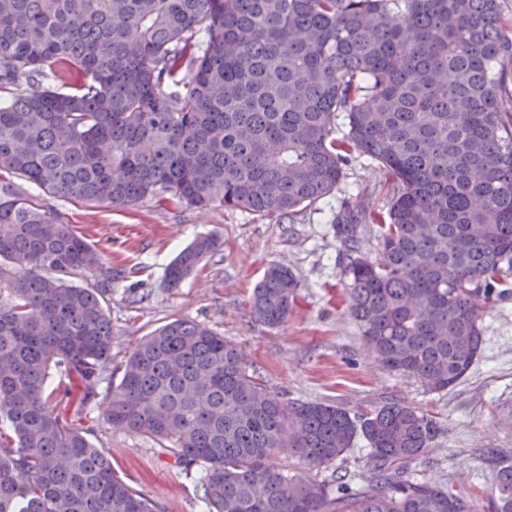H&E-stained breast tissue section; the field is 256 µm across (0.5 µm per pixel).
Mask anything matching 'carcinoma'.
<instances>
[{
  "label": "carcinoma",
  "instance_id": "1",
  "mask_svg": "<svg viewBox=\"0 0 512 512\" xmlns=\"http://www.w3.org/2000/svg\"><path fill=\"white\" fill-rule=\"evenodd\" d=\"M53 84L28 93L25 83ZM0 173L48 197L108 205L214 204L291 219L332 195L354 155L391 183L333 215L348 254V312L387 370L432 392L481 355L482 316L512 275V28L500 0H0ZM348 131L337 136L338 120ZM377 226L375 257L359 251ZM218 246L167 266L177 288ZM90 274L94 282L74 283ZM118 274L69 224L0 185V512H164L125 482L78 422L104 421L188 475L207 512H475V494L407 476L439 434L403 400L364 413L286 401L236 344L174 319L111 379L106 297ZM299 288L272 265L254 315L278 328ZM82 391L72 421L50 370ZM363 439L358 491L292 474ZM494 512H512V463Z\"/></svg>",
  "mask_w": 512,
  "mask_h": 512
}]
</instances>
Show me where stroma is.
I'll use <instances>...</instances> for the list:
<instances>
[{"instance_id": "35a3bbf8", "label": "stroma", "mask_w": 512, "mask_h": 512, "mask_svg": "<svg viewBox=\"0 0 512 512\" xmlns=\"http://www.w3.org/2000/svg\"><path fill=\"white\" fill-rule=\"evenodd\" d=\"M362 195L370 209L386 210L387 177L377 162L357 157L334 197L308 206L295 219L221 206L186 208L146 199L107 206L38 195L61 221L73 225L113 269L137 274L116 280L108 302L112 363L120 365L142 336L177 318L202 322L243 351L269 390L286 399L335 403L366 412L389 398L431 415L442 429L429 453L413 461L414 477L477 490L478 512H489L496 464L512 462V278L504 296L482 318L481 358L465 381L442 393L384 369L346 311V248L332 228L342 200ZM215 234L212 257L170 290L166 267L194 238ZM271 265L288 267L300 288L287 321L272 329L251 314L255 285ZM104 402L82 419L91 442L112 457L119 475L161 503L165 512H206L196 476L184 475L169 456L142 437L110 427Z\"/></svg>"}]
</instances>
